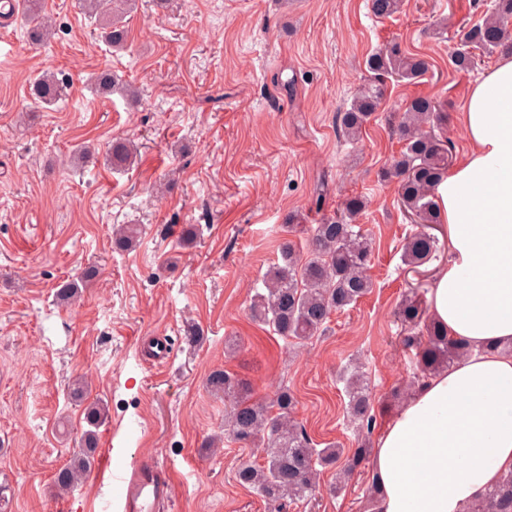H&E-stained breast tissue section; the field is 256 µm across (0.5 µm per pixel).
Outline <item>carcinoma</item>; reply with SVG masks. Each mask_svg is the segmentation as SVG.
<instances>
[{
	"label": "carcinoma",
	"mask_w": 512,
	"mask_h": 512,
	"mask_svg": "<svg viewBox=\"0 0 512 512\" xmlns=\"http://www.w3.org/2000/svg\"><path fill=\"white\" fill-rule=\"evenodd\" d=\"M83 8L101 20V38L114 48L123 47L129 36L125 17L135 7V0H82ZM401 0H371L372 13L380 18L397 13ZM31 42L50 40L54 30L44 13L42 0H22ZM512 39V0H494L492 11L482 22L465 34L466 43L491 54ZM365 69L369 78L346 110L337 113L339 130L348 140L359 139L365 124L378 111L385 96L384 77L396 75L416 81L428 71V63L419 57L402 54L393 45L367 56ZM103 93L119 87L110 70L95 78ZM64 81L55 74L37 77L30 87L33 100L50 106L62 94ZM443 106L427 96H417L406 106L397 125L403 147L399 155L382 171V176L396 181L399 200L412 223L420 225L403 246L405 264L418 267L438 256V239L425 231L430 224L440 223L435 203V188L448 172V146L434 132L442 120ZM132 145L125 140L112 142L110 163L122 167L130 163ZM368 202L361 196H347L342 215L327 218L310 229V254H302L292 240L282 243L277 260L262 279L263 291H258L250 305L251 317L267 326L274 334L291 344L303 345L327 331L333 313L355 304L369 294L373 282L368 276L371 241L357 221L365 213ZM138 229L132 224L121 226L115 233V245L128 247L137 238ZM426 310L418 289L406 295L398 309V319L406 335L403 346L414 352L413 380L434 375L449 367L467 352L466 347L448 338L447 332ZM425 325L426 334L415 332ZM348 395V412L366 430H371L373 406L363 376L357 372L344 375ZM210 389L224 394V430L241 444L262 443L266 448L264 463L242 464L237 471L239 482L263 497L275 512H283L286 500L308 497L316 487L319 468L343 462V470L351 474L364 464L368 452L363 445L349 453L335 442L317 449L305 428L295 419L296 400L285 386L279 387L272 402L252 399L251 385L224 370L209 375ZM85 448L61 466L53 482L61 493H67L90 470L96 452L95 428L102 423L104 408L90 404L85 408ZM470 512H512V473L472 504Z\"/></svg>",
	"instance_id": "carcinoma-1"
}]
</instances>
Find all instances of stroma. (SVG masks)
Instances as JSON below:
<instances>
[{
  "mask_svg": "<svg viewBox=\"0 0 512 512\" xmlns=\"http://www.w3.org/2000/svg\"><path fill=\"white\" fill-rule=\"evenodd\" d=\"M43 2L50 41L31 43L19 19L0 33V512H117L121 486L94 473L62 497L53 485L84 446V406L69 394L78 377L107 408L95 457L112 474L152 460L180 483L168 512H270L236 476L264 451L226 435L208 376L247 379L261 402L287 385L321 446L374 441L347 414V369L364 373L377 424L403 406L411 363L397 308L409 289L430 288L437 265L402 261L416 226L381 171L416 96L446 104L449 162L466 150L456 115L496 57L476 54L464 71L450 57L493 0H405L388 18L369 0H138L119 51L79 0ZM392 44L429 70L388 79L351 144L336 115L363 84L366 57ZM107 68L138 102L94 90L92 74ZM46 71L67 84L42 108L30 83ZM117 139L136 147L121 170L108 162ZM348 195L369 202L360 224L374 288L293 348L250 319L251 297L285 240L308 243L289 234V215L319 223ZM116 224L140 226L132 247L113 246ZM71 282L76 305L57 298ZM157 336L173 355L152 367L140 346ZM337 474L323 468L313 495L284 512H366L368 470L341 490Z\"/></svg>",
  "mask_w": 512,
  "mask_h": 512,
  "instance_id": "stroma-1",
  "label": "stroma"
}]
</instances>
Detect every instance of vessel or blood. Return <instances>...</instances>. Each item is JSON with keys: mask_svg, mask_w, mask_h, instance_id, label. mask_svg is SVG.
Instances as JSON below:
<instances>
[{"mask_svg": "<svg viewBox=\"0 0 512 512\" xmlns=\"http://www.w3.org/2000/svg\"><path fill=\"white\" fill-rule=\"evenodd\" d=\"M119 482L123 488L118 502L122 512H157L159 503L174 498L173 480L147 459L139 460L129 473L120 476Z\"/></svg>", "mask_w": 512, "mask_h": 512, "instance_id": "vessel-or-blood-1", "label": "vessel or blood"}]
</instances>
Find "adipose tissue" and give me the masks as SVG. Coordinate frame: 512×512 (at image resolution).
Here are the masks:
<instances>
[{"mask_svg":"<svg viewBox=\"0 0 512 512\" xmlns=\"http://www.w3.org/2000/svg\"><path fill=\"white\" fill-rule=\"evenodd\" d=\"M468 149L437 185L448 261L427 295L469 352L377 433L373 512H468L512 472V53L471 82Z\"/></svg>","mask_w":512,"mask_h":512,"instance_id":"obj_1","label":"adipose tissue"}]
</instances>
